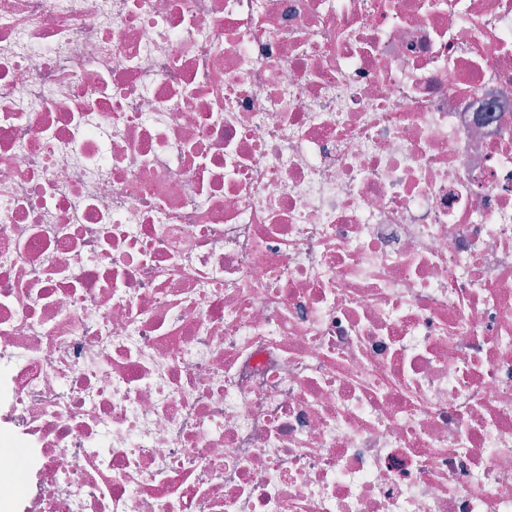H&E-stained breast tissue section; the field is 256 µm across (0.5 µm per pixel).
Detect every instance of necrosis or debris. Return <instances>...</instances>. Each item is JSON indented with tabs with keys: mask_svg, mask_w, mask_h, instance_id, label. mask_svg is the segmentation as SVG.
<instances>
[{
	"mask_svg": "<svg viewBox=\"0 0 512 512\" xmlns=\"http://www.w3.org/2000/svg\"><path fill=\"white\" fill-rule=\"evenodd\" d=\"M0 512H512V0H0Z\"/></svg>",
	"mask_w": 512,
	"mask_h": 512,
	"instance_id": "1",
	"label": "necrosis or debris"
}]
</instances>
